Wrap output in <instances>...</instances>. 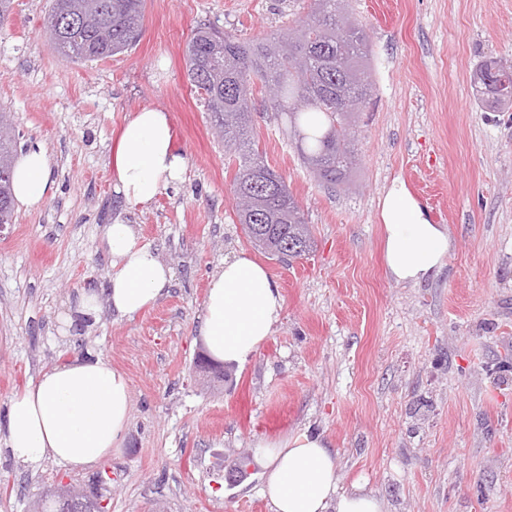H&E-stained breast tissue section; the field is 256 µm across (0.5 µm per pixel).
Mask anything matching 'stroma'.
<instances>
[{"instance_id": "obj_1", "label": "stroma", "mask_w": 512, "mask_h": 512, "mask_svg": "<svg viewBox=\"0 0 512 512\" xmlns=\"http://www.w3.org/2000/svg\"><path fill=\"white\" fill-rule=\"evenodd\" d=\"M51 0H14L0 26V106L21 150L42 147L52 187L0 231V424L42 368L94 353L131 381L121 448L88 470L0 451V512H32L67 483L108 512H271L248 449L303 430L339 456V483L385 512H512V110L477 98L481 61L512 60V0H347L371 49L374 85L355 127L346 185L321 183L273 112L253 114L259 152L312 226L285 261L254 248L234 214V165L209 130L184 50L196 28L242 41L295 27L310 0H146L137 42L80 63L42 22ZM168 112L188 161L182 184L144 209L112 187V142L136 111ZM402 179L451 241L436 278L388 277L378 200ZM136 225L173 271L153 307L94 327L62 317L112 273L99 229ZM245 251L284 298L246 363L210 382L195 368L211 274Z\"/></svg>"}]
</instances>
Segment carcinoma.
I'll list each match as a JSON object with an SVG mask.
<instances>
[{
  "instance_id": "cac0c4a2",
  "label": "carcinoma",
  "mask_w": 512,
  "mask_h": 512,
  "mask_svg": "<svg viewBox=\"0 0 512 512\" xmlns=\"http://www.w3.org/2000/svg\"><path fill=\"white\" fill-rule=\"evenodd\" d=\"M145 0H52L44 20L54 48L75 62H95L132 47L144 18ZM100 28L112 29V44L94 40ZM370 51L364 30L352 19L345 0H313L296 30L243 42L218 30L200 28L187 44L188 79L203 100L211 129L237 171L231 187L234 214L264 254L294 243L312 248L309 224L284 178L260 157L252 136L255 82L275 86L276 100L266 110L283 114L298 132L300 157L331 184L348 180L357 156L352 129L358 112H346L344 99L366 101L372 89ZM512 89V71L486 87L475 85L489 109L511 108L502 90ZM17 152L13 126L0 131V218L13 220L12 167Z\"/></svg>"
}]
</instances>
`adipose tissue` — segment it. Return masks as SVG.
<instances>
[{"label":"adipose tissue","mask_w":512,"mask_h":512,"mask_svg":"<svg viewBox=\"0 0 512 512\" xmlns=\"http://www.w3.org/2000/svg\"><path fill=\"white\" fill-rule=\"evenodd\" d=\"M113 189L129 209L150 205L180 184L186 156L173 145L167 112L145 108L133 113L113 142ZM50 160L34 148L16 161L12 193L31 210L43 202ZM388 276L419 283L437 276L451 248L446 229L432 223L405 182L394 179L379 198ZM101 243L112 275L104 293H81L75 312L97 318L102 308L129 316L154 306L170 287L173 272L134 225H104ZM283 310L280 289L267 270L246 252L225 259L209 281L199 334L212 356L243 364L268 338ZM131 387L126 375L102 358L76 356L43 369L7 409L0 439L16 462L36 464L50 457L73 470L94 467L119 448L129 425ZM265 494L272 512H384L383 504L362 487L341 490L336 454L317 433L288 436L265 454Z\"/></svg>","instance_id":"adipose-tissue-1"}]
</instances>
